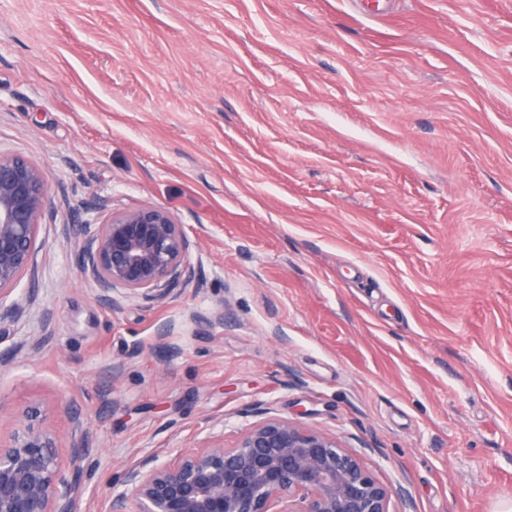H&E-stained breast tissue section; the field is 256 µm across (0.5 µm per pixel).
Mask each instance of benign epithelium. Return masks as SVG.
Wrapping results in <instances>:
<instances>
[{
  "label": "benign epithelium",
  "instance_id": "7a95c632",
  "mask_svg": "<svg viewBox=\"0 0 512 512\" xmlns=\"http://www.w3.org/2000/svg\"><path fill=\"white\" fill-rule=\"evenodd\" d=\"M50 205L43 171L23 156L0 153V325L24 310L16 285L33 265L36 229ZM79 235L78 268L114 310L116 290L154 303L192 278L188 237L163 208L113 212L102 224L89 218ZM16 421L0 436V512H78L83 423L73 418L65 468L60 438L40 411L26 410ZM121 483L126 490L113 496L112 512H390L392 498L358 453L274 415L232 448L205 442L169 461L153 455L124 470Z\"/></svg>",
  "mask_w": 512,
  "mask_h": 512
}]
</instances>
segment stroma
Here are the masks:
<instances>
[{"mask_svg":"<svg viewBox=\"0 0 512 512\" xmlns=\"http://www.w3.org/2000/svg\"><path fill=\"white\" fill-rule=\"evenodd\" d=\"M380 3L0 0V152L53 205L0 431L83 418L79 512L262 411L360 453L392 512H512V0ZM139 207L194 276L114 310L69 215Z\"/></svg>","mask_w":512,"mask_h":512,"instance_id":"stroma-1","label":"stroma"}]
</instances>
